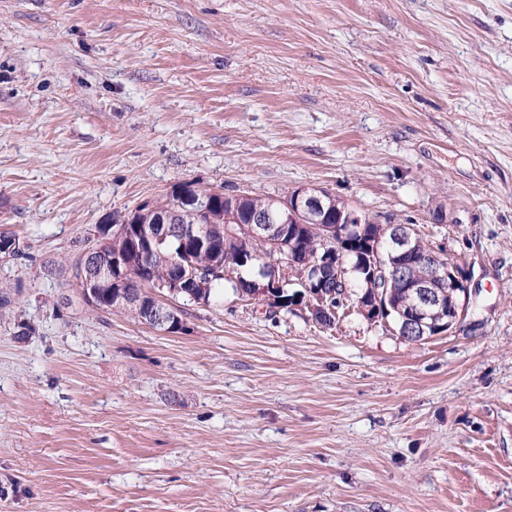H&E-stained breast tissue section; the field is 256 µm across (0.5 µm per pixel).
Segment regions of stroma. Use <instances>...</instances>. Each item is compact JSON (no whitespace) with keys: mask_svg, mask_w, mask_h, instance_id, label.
I'll use <instances>...</instances> for the list:
<instances>
[{"mask_svg":"<svg viewBox=\"0 0 512 512\" xmlns=\"http://www.w3.org/2000/svg\"><path fill=\"white\" fill-rule=\"evenodd\" d=\"M183 184L413 225L473 305L93 312L99 226ZM3 230L0 512H512V0H0Z\"/></svg>","mask_w":512,"mask_h":512,"instance_id":"35a3bbf8","label":"stroma"}]
</instances>
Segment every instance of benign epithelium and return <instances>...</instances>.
Listing matches in <instances>:
<instances>
[{"instance_id":"1","label":"benign epithelium","mask_w":512,"mask_h":512,"mask_svg":"<svg viewBox=\"0 0 512 512\" xmlns=\"http://www.w3.org/2000/svg\"><path fill=\"white\" fill-rule=\"evenodd\" d=\"M329 194L309 187H299L283 198L272 199L267 210L247 224H180L179 213L159 211L152 224H105L98 234V244L83 256L76 281L85 303L95 310L149 309L151 326L164 333L180 329L181 319L153 294L129 287L132 266L143 262L153 247L168 237H177L183 249L193 250L211 243L213 233L224 234L236 246L258 242L266 251L279 256L277 263L259 268L265 282L238 284L240 294L254 300L275 302L286 285L297 284L308 293L307 305L320 315V321L332 320L335 310L324 307L327 289L333 284H346L349 275L365 274L366 290L356 299L357 311L384 326L402 339L418 342L445 334L467 315L470 304L468 270L448 264L446 274L411 279L409 263L425 266L438 264L432 253L417 248L418 237L407 224L389 221L385 224L347 207L329 221L324 200ZM128 239L135 257L120 254L103 264L99 260L101 243L111 233ZM305 235L323 244L324 252L315 261H300L299 236ZM195 274L178 261L170 265L167 278L159 291L178 296L191 287ZM408 284L409 302L392 303V289Z\"/></svg>"}]
</instances>
